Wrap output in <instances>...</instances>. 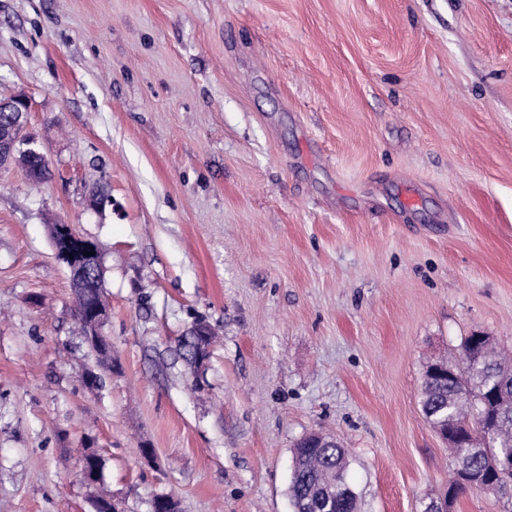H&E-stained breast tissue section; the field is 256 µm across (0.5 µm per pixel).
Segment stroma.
Returning <instances> with one entry per match:
<instances>
[{"label": "stroma", "instance_id": "1", "mask_svg": "<svg viewBox=\"0 0 512 512\" xmlns=\"http://www.w3.org/2000/svg\"><path fill=\"white\" fill-rule=\"evenodd\" d=\"M20 93L52 176L0 167V512H291L311 431L360 512L444 491L427 363L484 333L512 364V0H0ZM61 222L102 245L111 364ZM199 319L197 388L176 347ZM453 512H512V488ZM108 319V311L104 303L92 304L86 311L85 323L87 325V339L90 342L100 343L103 339L102 328Z\"/></svg>", "mask_w": 512, "mask_h": 512}]
</instances>
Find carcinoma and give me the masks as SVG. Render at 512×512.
I'll return each mask as SVG.
<instances>
[{
	"instance_id": "carcinoma-1",
	"label": "carcinoma",
	"mask_w": 512,
	"mask_h": 512,
	"mask_svg": "<svg viewBox=\"0 0 512 512\" xmlns=\"http://www.w3.org/2000/svg\"><path fill=\"white\" fill-rule=\"evenodd\" d=\"M512 368L489 348L480 358L465 366L460 376L450 382L434 378L421 385L422 411L435 429H442L450 419L467 420L478 409L496 418L492 444L473 442L451 449L453 463L470 468L499 487L512 483V472L503 473L494 466L497 458L512 456ZM349 463L340 443L309 446L304 440L293 448L289 497L293 512H325L322 505L336 502L335 512H358V496L349 481Z\"/></svg>"
}]
</instances>
